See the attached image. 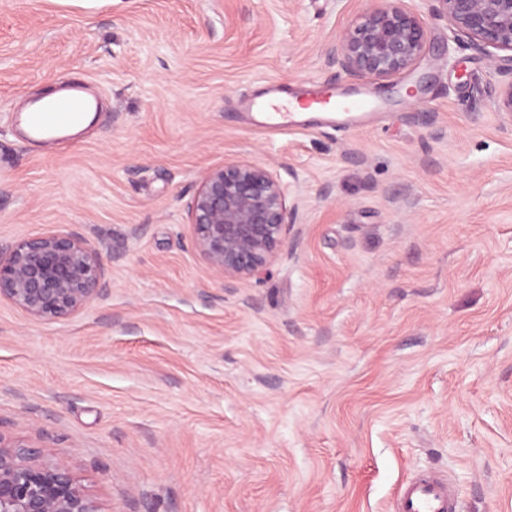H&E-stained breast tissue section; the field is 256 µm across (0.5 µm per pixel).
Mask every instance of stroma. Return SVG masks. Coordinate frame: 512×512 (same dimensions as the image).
<instances>
[{
	"label": "stroma",
	"mask_w": 512,
	"mask_h": 512,
	"mask_svg": "<svg viewBox=\"0 0 512 512\" xmlns=\"http://www.w3.org/2000/svg\"><path fill=\"white\" fill-rule=\"evenodd\" d=\"M406 4L425 53L380 81L328 55L365 0H0V248L72 232L110 282L56 321L0 301V433L51 449L102 512H394L425 470L461 512H512L504 76ZM78 78L96 125L24 142L10 109ZM315 84L371 121L255 122ZM240 159L298 219L267 271L226 283L185 204Z\"/></svg>",
	"instance_id": "obj_1"
}]
</instances>
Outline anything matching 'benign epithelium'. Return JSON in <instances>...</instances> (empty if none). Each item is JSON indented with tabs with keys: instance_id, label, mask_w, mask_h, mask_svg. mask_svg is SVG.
Here are the masks:
<instances>
[{
	"instance_id": "obj_1",
	"label": "benign epithelium",
	"mask_w": 512,
	"mask_h": 512,
	"mask_svg": "<svg viewBox=\"0 0 512 512\" xmlns=\"http://www.w3.org/2000/svg\"><path fill=\"white\" fill-rule=\"evenodd\" d=\"M431 2V14L448 22L456 40L497 59L502 74L511 76L501 86L497 106L512 116V0ZM426 42L424 19L405 0H370L361 21L331 47L329 58L350 76L386 80L412 69ZM186 209L194 248L230 282L264 270L297 216L275 176L247 161L204 173ZM108 288L99 253L78 235L50 231L0 250V300L34 318L73 315ZM0 512L101 510L51 451L0 434Z\"/></svg>"
}]
</instances>
